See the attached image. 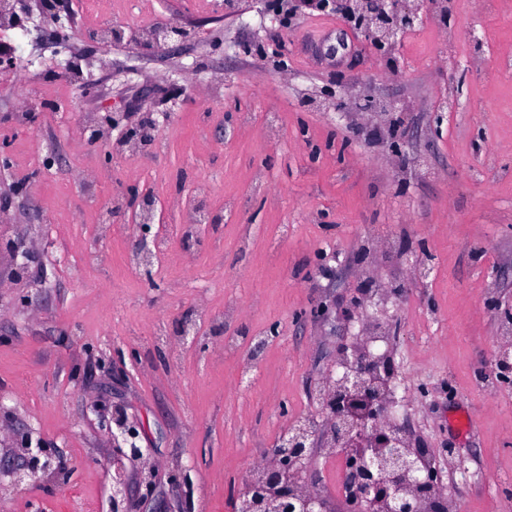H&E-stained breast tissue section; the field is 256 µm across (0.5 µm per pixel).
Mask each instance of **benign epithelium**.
Here are the masks:
<instances>
[{
	"label": "benign epithelium",
	"instance_id": "benign-epithelium-1",
	"mask_svg": "<svg viewBox=\"0 0 512 512\" xmlns=\"http://www.w3.org/2000/svg\"><path fill=\"white\" fill-rule=\"evenodd\" d=\"M319 6L353 12L378 47L393 45L401 32L422 22L420 9L409 0H320ZM47 18L60 30L71 24L63 0H39V13L30 17L32 29L41 33ZM338 361L344 371L333 380L325 429L295 424L237 498L234 512H330L303 477L308 461L322 448L346 460L342 512H448L444 475L440 467L426 464L429 450L407 429L388 422L384 380L395 374L393 356H377L355 341L340 349ZM493 371L511 383L512 354L503 353ZM52 469V459L31 456L8 473L17 484Z\"/></svg>",
	"mask_w": 512,
	"mask_h": 512
}]
</instances>
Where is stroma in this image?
<instances>
[{
  "mask_svg": "<svg viewBox=\"0 0 512 512\" xmlns=\"http://www.w3.org/2000/svg\"><path fill=\"white\" fill-rule=\"evenodd\" d=\"M201 2L107 19L187 36L72 44L29 77L25 125L19 93L0 94V442L27 436L57 468L0 490V512H232L252 466L322 415L350 301L379 283L397 288L400 424L468 457L471 477L447 483L459 512H506L512 385L476 376L512 299V0H422L423 24L385 48L338 13ZM68 59L91 90L69 83ZM341 87L349 106L363 88L393 104L397 134L379 135L378 114L310 106ZM87 113L154 120L151 149L104 162L78 135ZM200 179L209 221L186 230L166 210L157 271L123 263L130 205L96 234L99 198ZM123 425L143 455L117 495Z\"/></svg>",
  "mask_w": 512,
  "mask_h": 512,
  "instance_id": "35a3bbf8",
  "label": "stroma"
}]
</instances>
